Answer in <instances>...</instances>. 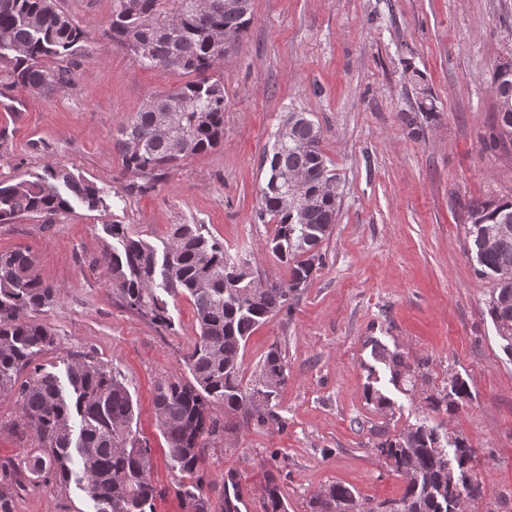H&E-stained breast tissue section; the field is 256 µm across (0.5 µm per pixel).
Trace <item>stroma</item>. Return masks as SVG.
Listing matches in <instances>:
<instances>
[{
    "mask_svg": "<svg viewBox=\"0 0 512 512\" xmlns=\"http://www.w3.org/2000/svg\"><path fill=\"white\" fill-rule=\"evenodd\" d=\"M59 3L87 34L85 56L64 88L33 93L0 81V99L17 108L0 125V180H32L59 165L100 188L105 204L76 200L49 224L39 217L0 224V252L29 250L38 276L62 290L36 315L54 343L34 364L62 377L81 355L130 391L133 428L152 449L151 479L167 490L154 512H184L176 493L184 477L168 457L153 396L161 379H189L184 356L197 323L184 295L169 303L168 328L124 307L98 262L113 243L108 227L127 225L159 247L171 225L201 224L252 269L287 279L267 248L273 227L255 212L262 157L290 111L318 122L340 177V208L307 288L245 346L248 379L271 347L282 351L288 377L269 404L279 424L256 426L223 405L211 408L220 430L200 468L212 512H222L229 473L250 512H263L262 488L279 466L288 512H311L312 495L332 483L373 504L400 500L406 480L376 442L422 422L475 449L478 512H512V359L486 313L492 284L474 270L454 204L512 197V149L484 144L496 123L490 76L512 59V0H251L248 31L213 73L224 83L223 141L146 191L131 188L114 139L150 94L184 78L144 68L112 44L105 32L113 0ZM413 69L439 109L419 138L405 121L416 107ZM377 342L404 354L415 386L391 382L374 355ZM372 374L391 411L367 404ZM454 375L472 398L451 418L425 398ZM17 415L14 399L0 397V462L39 449L33 431L16 428ZM95 509L72 482H28L12 503V512Z\"/></svg>",
    "mask_w": 512,
    "mask_h": 512,
    "instance_id": "1",
    "label": "stroma"
}]
</instances>
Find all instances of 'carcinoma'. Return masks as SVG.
<instances>
[{"label": "carcinoma", "mask_w": 512, "mask_h": 512, "mask_svg": "<svg viewBox=\"0 0 512 512\" xmlns=\"http://www.w3.org/2000/svg\"><path fill=\"white\" fill-rule=\"evenodd\" d=\"M115 10L107 31L110 41L132 53L146 68H159L195 78L168 92H158L116 141L124 171L143 180L147 189L156 172L178 165L191 155L206 152L224 137V83L208 76L224 56L228 35L239 42L251 23V4L226 10L224 0L203 23L186 0H114ZM14 51L0 49V75L12 85L39 93L71 80L70 64L83 52L86 32L57 5V0H0V37ZM53 58L55 67L44 65ZM411 82L418 94L422 121L407 118L410 134L424 135L423 123L436 117L437 106L417 71ZM491 89L508 102L496 109L494 141L512 144V84L500 86L496 74ZM177 108L170 130L156 131L160 111ZM283 124L285 140L272 145L262 159L266 179L260 190L256 218L273 224L271 253L288 270V279L267 288H248L243 278L248 261L224 249V242L203 232L200 224H176L169 241L158 250L134 238L123 224L109 225L117 245L103 252L102 266L123 304L160 326L171 325L167 301L162 297L185 294L194 306L199 336L185 355L192 379H164L154 390L159 430L167 442L174 465L194 481L180 485L185 512H211L200 473L202 450L219 432L210 406L224 412H242L256 426L277 422L268 409L270 399L287 378L281 351L270 349L259 373L244 383L242 354L252 331L290 308V301L309 282L322 261L319 246L330 235L339 211V193H319V185H336L337 177L321 148V131L305 112H290ZM302 173L308 183L301 196H313L303 208L286 196L281 175ZM90 208L101 202L92 184L65 168L47 167L34 180L0 182V224L24 216L48 220L67 211L71 198ZM459 210L467 215L468 245L480 257L476 272L494 282L487 313L496 329L511 336L504 352L512 357V199L463 200ZM509 227L506 238L487 247V234ZM60 289L44 283L35 272L33 255L24 249L0 253V396L11 395L19 407L20 426L31 428L42 451L27 457L24 470L0 465V512H8L9 497L25 489L21 474L34 479L75 481L99 505L97 512H153L165 489L150 479L152 449L132 429L135 407L132 395L117 376L92 361L74 362L66 368V381L38 366L24 380L20 373L32 366L33 356L53 344L50 328L34 319L55 301ZM391 380L411 376V367L398 351L378 349ZM367 403L385 411L390 399L373 384L364 389ZM471 399L466 381L451 378L445 395L426 397L428 408L457 415ZM453 448H438L433 427L420 424L388 436L376 444L394 471L407 481L405 493L392 512H452L460 497L480 494L472 480L475 451L461 437ZM241 488L234 476L224 480V512H239ZM265 512H288L278 484L264 487ZM315 512H377L347 486L332 483L313 497Z\"/></svg>", "instance_id": "carcinoma-1"}]
</instances>
